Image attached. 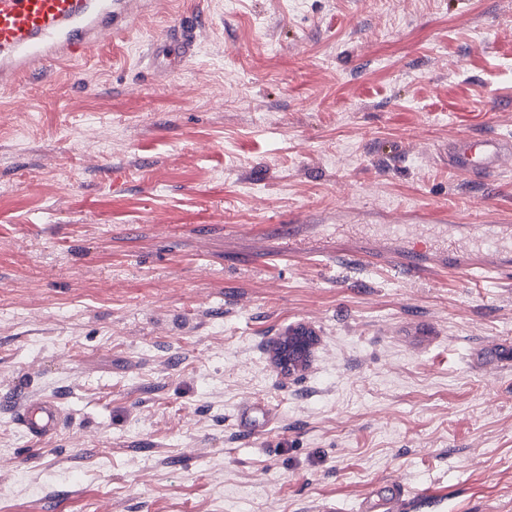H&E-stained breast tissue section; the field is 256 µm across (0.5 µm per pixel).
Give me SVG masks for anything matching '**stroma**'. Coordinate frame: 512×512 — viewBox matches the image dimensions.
Listing matches in <instances>:
<instances>
[{
  "mask_svg": "<svg viewBox=\"0 0 512 512\" xmlns=\"http://www.w3.org/2000/svg\"><path fill=\"white\" fill-rule=\"evenodd\" d=\"M487 133L512 0H153L0 85V512H356L390 482L512 512V274L399 279L331 234L512 216V168L445 157ZM29 395L69 428L26 438ZM165 42L173 43L178 47V55L186 59L192 53L194 42L193 32L188 27H176L167 32Z\"/></svg>",
  "mask_w": 512,
  "mask_h": 512,
  "instance_id": "obj_1",
  "label": "stroma"
}]
</instances>
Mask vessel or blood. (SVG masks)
<instances>
[{"label": "vessel or blood", "mask_w": 512, "mask_h": 512, "mask_svg": "<svg viewBox=\"0 0 512 512\" xmlns=\"http://www.w3.org/2000/svg\"><path fill=\"white\" fill-rule=\"evenodd\" d=\"M133 0H0V78L18 80L34 66L54 61L76 62L92 55L103 34L124 32L134 14ZM166 42L175 44L180 58L192 53L193 32L186 27L169 30ZM512 158V139L488 134L454 141L448 146V164L473 177H490ZM392 247L377 250L370 243V227L358 228L366 246L354 259L362 264H388L396 276L424 272L432 257L440 267L484 278L512 272V225L459 224L451 233L434 237L413 236L407 225L384 227ZM16 419L25 436L45 441L69 426L57 400L29 396L21 400ZM399 486L377 488L359 505L360 512H399Z\"/></svg>", "instance_id": "b4317fda"}]
</instances>
